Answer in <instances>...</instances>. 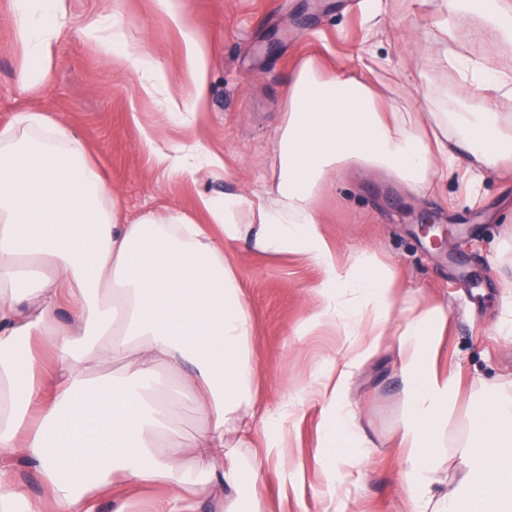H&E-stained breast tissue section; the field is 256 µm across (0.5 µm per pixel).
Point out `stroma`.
Instances as JSON below:
<instances>
[{"mask_svg":"<svg viewBox=\"0 0 512 512\" xmlns=\"http://www.w3.org/2000/svg\"><path fill=\"white\" fill-rule=\"evenodd\" d=\"M359 2L183 0L179 27L156 0H68L49 80L29 89L18 81L24 55L14 35L13 0H0V128L20 112L44 113L77 133L126 218L167 209L207 223L201 198L265 199L279 168L288 82L300 60L314 56L349 76L369 65L362 51L368 23ZM443 7V0H396L378 24L381 90L400 108H456L452 73L428 69ZM99 16L116 20L124 37L140 40L143 53L161 65L169 90L193 109L191 123L167 119L162 96L141 93L142 71L120 54L103 56L84 37L87 22ZM187 30L207 50L201 98L186 63ZM409 69L428 71L440 97L410 94L404 77ZM147 136L163 148L204 143L223 158L224 176L167 173L144 148ZM316 205L337 253L372 250L394 270L403 294L447 312L437 362L461 379L462 391L445 442L464 439L485 385L512 375V334L499 325L501 284L512 281V168L488 175L477 196L467 197L451 182L423 198L392 175L350 166L334 175ZM427 219L446 235L445 250L423 239L419 228ZM224 258L255 322L261 409L274 412L288 399L298 401L288 425L287 465L257 457L240 498L260 495L265 512H325L332 504L338 512H407L398 446L407 406L397 337L352 379L349 397L369 446L351 495L334 497L339 467L315 462L328 406L311 392L315 370L336 358L343 338L332 328H304L323 273L305 255L255 252L242 241L225 244Z\"/></svg>","mask_w":512,"mask_h":512,"instance_id":"stroma-1","label":"stroma"}]
</instances>
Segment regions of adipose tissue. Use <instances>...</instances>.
<instances>
[{"instance_id":"ef3b65f1","label":"adipose tissue","mask_w":512,"mask_h":512,"mask_svg":"<svg viewBox=\"0 0 512 512\" xmlns=\"http://www.w3.org/2000/svg\"><path fill=\"white\" fill-rule=\"evenodd\" d=\"M14 6L15 37L27 58L19 80L36 86L48 77L67 0ZM462 14L474 40L512 42V0H446L437 22L444 48L430 66L456 75L452 112L424 118L401 111L381 99L370 79L303 60L288 86L280 164L267 201L202 199L214 233L179 213L123 221L99 168L64 124L22 112L0 129V512H44L15 480L19 456L38 464L53 512H96L102 498L127 512L137 492L153 486L165 493L151 512H187L192 485L218 512H263L260 499L244 507L236 497L258 386L250 348L255 325L224 262V245L247 232L254 250L297 251L322 270L307 327L340 328L345 342L316 378V394L331 407L318 460L349 466L362 455L366 441L349 382L385 346L400 291L375 253L343 257L331 247L315 200L351 163L385 170L423 195L455 173L478 185L479 169L512 162V125L491 106L512 96V66L456 50ZM84 33L102 54L119 50L151 69L138 44L112 36L104 20L93 19ZM155 155L182 177L224 170L200 143ZM26 270L36 286L23 295L18 282ZM64 302L71 315L62 325L56 311ZM447 321L441 307H422L399 327L408 512H512V379L489 387L470 417V438L452 454L442 451L459 398L456 377L435 362ZM29 341L51 351L50 369L26 349ZM118 361L125 368L111 385L92 384V370ZM163 370L172 385L159 382ZM188 406L204 425L187 440L177 422ZM229 432L235 443L226 441ZM455 462L458 481L435 494L439 473Z\"/></svg>"}]
</instances>
